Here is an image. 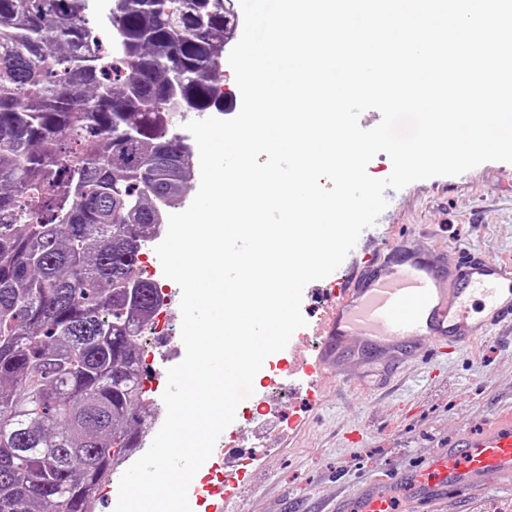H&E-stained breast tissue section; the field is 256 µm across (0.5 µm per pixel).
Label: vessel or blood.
<instances>
[{
	"instance_id": "1",
	"label": "vessel or blood",
	"mask_w": 512,
	"mask_h": 512,
	"mask_svg": "<svg viewBox=\"0 0 512 512\" xmlns=\"http://www.w3.org/2000/svg\"><path fill=\"white\" fill-rule=\"evenodd\" d=\"M324 302L316 359L297 368L342 383L347 369L430 363L512 322V263L467 252L451 261L443 250L397 241L353 264ZM488 478L512 487L510 414L458 434L421 466L360 484L330 512H395L404 486L412 512H435L446 497L478 495Z\"/></svg>"
}]
</instances>
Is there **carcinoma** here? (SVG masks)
<instances>
[{
	"mask_svg": "<svg viewBox=\"0 0 512 512\" xmlns=\"http://www.w3.org/2000/svg\"><path fill=\"white\" fill-rule=\"evenodd\" d=\"M0 0V512H89L146 407L132 327L159 205L194 167L170 106L224 108L231 0Z\"/></svg>",
	"mask_w": 512,
	"mask_h": 512,
	"instance_id": "1",
	"label": "carcinoma"
}]
</instances>
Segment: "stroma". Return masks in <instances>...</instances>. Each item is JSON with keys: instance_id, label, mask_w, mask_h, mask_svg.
Instances as JSON below:
<instances>
[{"instance_id": "stroma-1", "label": "stroma", "mask_w": 512, "mask_h": 512, "mask_svg": "<svg viewBox=\"0 0 512 512\" xmlns=\"http://www.w3.org/2000/svg\"><path fill=\"white\" fill-rule=\"evenodd\" d=\"M383 224L361 234L380 250L401 233L449 256L466 249L512 261V163L486 162L458 176L386 189ZM301 303L306 320L290 348L270 355L254 389L268 401L265 415L244 430L254 460L226 489L235 512H322L327 501L359 483L413 469L454 436L500 413H512V325L494 328L475 347L440 363L415 364L391 379L337 391L321 381V404L269 386L283 362L312 359L319 338V295L331 279L312 282ZM439 512H512V490L489 482L480 501L445 499Z\"/></svg>"}]
</instances>
